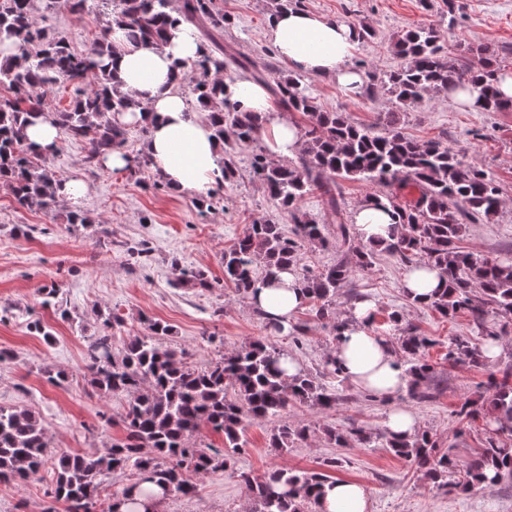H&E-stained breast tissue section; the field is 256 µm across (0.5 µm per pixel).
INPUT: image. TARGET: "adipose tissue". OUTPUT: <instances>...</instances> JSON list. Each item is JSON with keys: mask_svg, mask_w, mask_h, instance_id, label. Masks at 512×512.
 I'll list each match as a JSON object with an SVG mask.
<instances>
[{"mask_svg": "<svg viewBox=\"0 0 512 512\" xmlns=\"http://www.w3.org/2000/svg\"><path fill=\"white\" fill-rule=\"evenodd\" d=\"M269 34L280 57L300 73L335 79L347 93L361 92L364 77L348 61L357 43L356 32L347 24L321 14L285 10L269 18ZM115 51L108 58L110 70L123 91L149 104V112L130 111L119 116L124 126L147 125L146 150L154 170L169 187L186 194H205L222 179L220 148L208 120L190 112L174 76L195 59L200 42L184 24L169 32L159 46L129 43L121 29L111 32ZM226 96L239 111L264 116L260 138L267 157L274 161L296 156L303 144L298 127L288 113L275 109L266 88L252 80L236 78L227 82ZM254 308L266 314L272 324L290 330L295 314L306 299L295 272L280 273L273 285L249 295ZM375 304L357 302L347 326L332 351L344 377L355 387L380 397L404 389L408 377L386 337L372 329ZM369 492L356 481L338 480L326 486L319 512H367Z\"/></svg>", "mask_w": 512, "mask_h": 512, "instance_id": "adipose-tissue-1", "label": "adipose tissue"}]
</instances>
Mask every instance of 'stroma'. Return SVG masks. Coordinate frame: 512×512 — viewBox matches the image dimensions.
Here are the masks:
<instances>
[{
	"mask_svg": "<svg viewBox=\"0 0 512 512\" xmlns=\"http://www.w3.org/2000/svg\"><path fill=\"white\" fill-rule=\"evenodd\" d=\"M219 5L231 18L220 40L237 56L271 68L273 75L288 74L270 40L269 0H219ZM303 5L340 22L367 18L376 30L374 38L357 43L350 58L353 68L372 75L371 95L350 96L331 78H305L320 110L347 113L363 127H373L378 114L390 108L381 81L401 65L391 45L402 30L440 29L451 57L462 39L493 46L512 67V0H303ZM106 14L100 4L89 13L62 8L50 15L46 26L51 35L67 37L75 51L84 53ZM399 126L414 139L448 145L491 175L500 188L501 208L491 221L469 224L460 245L477 256L512 260V110H466L447 93L431 92L401 113ZM259 150L256 144L238 150L237 177L221 185L220 210L206 215L196 196L153 190L141 174L88 166L85 142L67 138L60 139L49 165L64 179L85 184L86 193L78 201L60 200L54 211L46 212L19 206L8 187L0 185V350L6 353L0 359V406L37 411L54 450L100 455L125 437L120 419L127 399L94 393L84 375L87 347L112 332L114 349H121L124 340L145 334L151 320L171 327V342L196 367L260 338L295 358L303 371L322 372L333 347L332 334L313 320L308 309L295 316L296 321L311 324L296 342L267 329L247 299L224 283V252L247 224L263 218L287 229L292 226L289 214L275 206L252 176L253 155ZM73 209L83 211L88 223H68L66 216ZM198 270L205 272L208 287L184 285V278ZM407 270L399 257L379 256L372 269L356 274L339 289L336 313L346 317L358 295L375 302L372 328L390 343H397L400 336L387 319L394 310L406 325L432 339L425 353L435 370L430 397L415 398L404 390L383 398L341 382L333 408L297 404L280 416L250 420L238 465L261 477L282 465L311 471L335 460L333 479L357 481L368 488L369 512H512V483L458 495L385 449L359 444L339 448L323 433L327 427H360L375 436L384 431L390 411L403 407L416 416L421 429L434 434L441 450L459 462L469 461L485 443L481 422L461 420L457 411L464 399L479 396L490 373L512 365V314L493 312L487 317L485 329L501 334V349L489 365L449 361L450 338H477L483 329L467 314L444 318L411 304L401 289ZM52 285L60 288L65 308L44 305L42 290ZM115 313L123 318L118 329L107 323ZM37 319L51 331L52 341L31 329ZM60 370L65 379L50 381V374ZM108 416L113 419L109 425L104 422ZM284 425L309 429L307 438L285 455L269 443L273 429ZM189 479L195 493L168 496L161 512H251L252 500L231 471L193 473ZM51 486L48 464L25 484L0 483V512H45L50 506L64 512V504L50 498Z\"/></svg>",
	"mask_w": 512,
	"mask_h": 512,
	"instance_id": "35a3bbf8",
	"label": "stroma"
}]
</instances>
